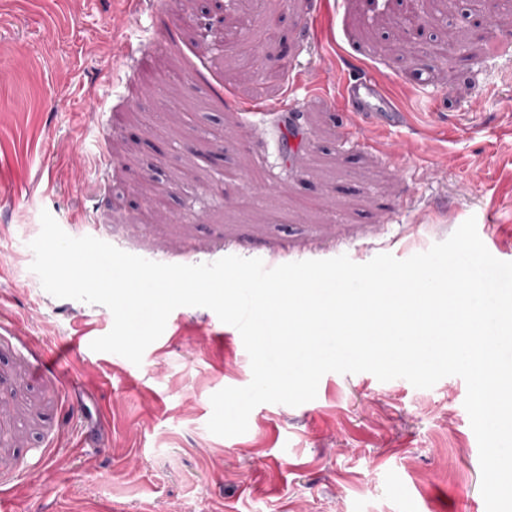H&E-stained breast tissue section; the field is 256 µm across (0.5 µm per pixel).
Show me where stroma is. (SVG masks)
Instances as JSON below:
<instances>
[{
  "label": "stroma",
  "instance_id": "obj_1",
  "mask_svg": "<svg viewBox=\"0 0 512 512\" xmlns=\"http://www.w3.org/2000/svg\"><path fill=\"white\" fill-rule=\"evenodd\" d=\"M0 0V497L9 512H486L465 381L326 373L314 400L209 432L239 331L180 307L141 365L91 350L102 305L47 293L49 212L165 264L404 260L468 218L512 262V43L470 0L394 48L402 0ZM369 72L400 117L346 115ZM167 197L156 221L147 190ZM88 342L73 344L75 336Z\"/></svg>",
  "mask_w": 512,
  "mask_h": 512
}]
</instances>
